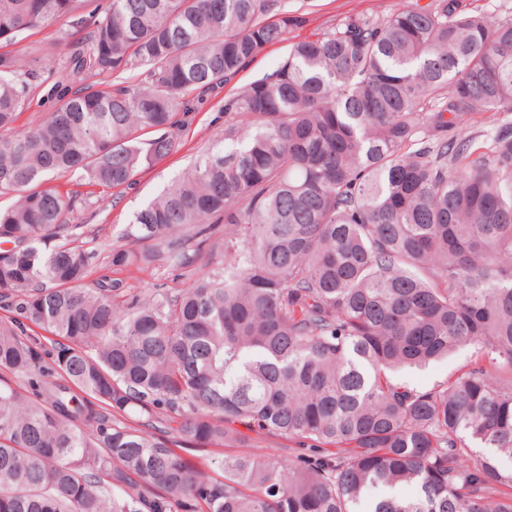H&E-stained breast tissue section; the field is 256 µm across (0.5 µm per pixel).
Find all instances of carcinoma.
Wrapping results in <instances>:
<instances>
[{"instance_id": "obj_1", "label": "carcinoma", "mask_w": 512, "mask_h": 512, "mask_svg": "<svg viewBox=\"0 0 512 512\" xmlns=\"http://www.w3.org/2000/svg\"><path fill=\"white\" fill-rule=\"evenodd\" d=\"M74 10L0 0V41ZM301 23L286 0H109L70 57L97 81L0 137V512H512V18L413 0L293 44L112 252L189 268L223 225L185 288L89 284L76 197L44 186L132 185L195 96ZM40 79L0 55V129ZM486 112L493 133L448 136ZM462 347L453 380L395 379ZM213 445L242 449L216 476L176 452Z\"/></svg>"}]
</instances>
